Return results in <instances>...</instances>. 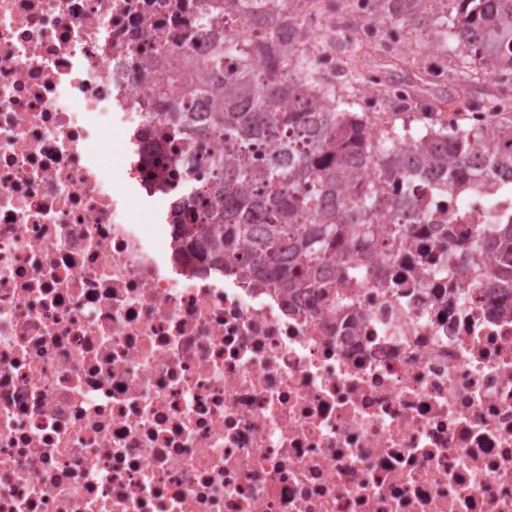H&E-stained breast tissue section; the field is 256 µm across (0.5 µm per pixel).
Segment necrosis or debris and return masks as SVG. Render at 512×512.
Masks as SVG:
<instances>
[{"label": "necrosis or debris", "instance_id": "obj_1", "mask_svg": "<svg viewBox=\"0 0 512 512\" xmlns=\"http://www.w3.org/2000/svg\"><path fill=\"white\" fill-rule=\"evenodd\" d=\"M223 2L0 0V512H512V180H412L331 295L212 276L148 115Z\"/></svg>", "mask_w": 512, "mask_h": 512}]
</instances>
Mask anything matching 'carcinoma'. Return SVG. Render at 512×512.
Instances as JSON below:
<instances>
[{"instance_id":"cac0c4a2","label":"carcinoma","mask_w":512,"mask_h":512,"mask_svg":"<svg viewBox=\"0 0 512 512\" xmlns=\"http://www.w3.org/2000/svg\"><path fill=\"white\" fill-rule=\"evenodd\" d=\"M236 1L243 20L260 32V42L224 32L211 39L187 76L196 90L221 86L213 111L200 114L193 95L173 100L171 111L149 117L188 140L191 149L210 144V181L196 186L208 204L184 227L188 243L212 256L218 271L245 277L263 288L294 293L330 288L336 267L328 263L339 245L374 240L370 223L377 211L405 214L422 222L415 203L402 195L386 197L372 184L350 187L352 174L372 158L367 140L378 136L377 167L385 182L401 186L416 174L435 179L453 162L473 170L476 147L490 144L492 172L512 177V116L495 112L483 127L428 125L422 131L396 124L392 107L399 88L385 85L383 113L389 124L377 128L344 106V91L356 90L355 75L341 71L340 84L326 81L317 57L335 39L328 30L304 50L277 41L281 15L252 12L266 0ZM368 20L400 29L428 25L454 43L462 63L479 61L492 74L512 69V0H367ZM269 58L257 68L253 53ZM278 144V153L254 164L258 146ZM254 212L264 222L252 224Z\"/></svg>"}]
</instances>
